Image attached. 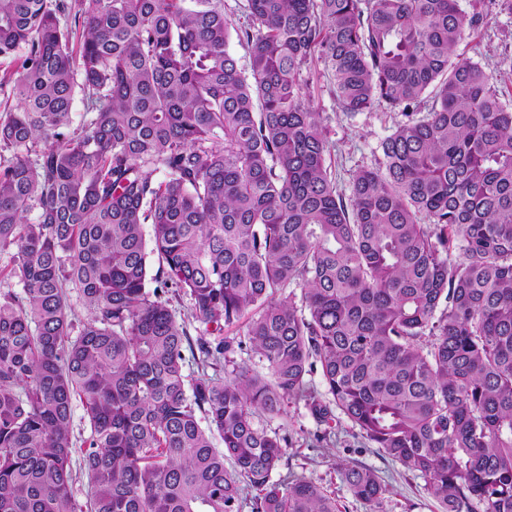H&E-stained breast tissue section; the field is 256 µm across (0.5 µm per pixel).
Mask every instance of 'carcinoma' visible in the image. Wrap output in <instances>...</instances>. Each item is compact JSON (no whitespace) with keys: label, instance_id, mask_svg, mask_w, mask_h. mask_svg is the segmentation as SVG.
Wrapping results in <instances>:
<instances>
[{"label":"carcinoma","instance_id":"cac0c4a2","mask_svg":"<svg viewBox=\"0 0 512 512\" xmlns=\"http://www.w3.org/2000/svg\"><path fill=\"white\" fill-rule=\"evenodd\" d=\"M246 10L238 26L224 0H0V272L22 288L0 292V512H240L247 490L251 512H337L318 484L273 480L288 436L254 418L290 399L319 446L343 415L445 512H512V109L457 53L485 0ZM315 60L340 111L404 116L347 197ZM290 285L307 312L275 298ZM170 291L190 296L194 342ZM244 317L267 373L224 378ZM343 479L379 508L373 469Z\"/></svg>","mask_w":512,"mask_h":512}]
</instances>
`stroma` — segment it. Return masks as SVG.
Returning <instances> with one entry per match:
<instances>
[{
  "label": "stroma",
  "mask_w": 512,
  "mask_h": 512,
  "mask_svg": "<svg viewBox=\"0 0 512 512\" xmlns=\"http://www.w3.org/2000/svg\"><path fill=\"white\" fill-rule=\"evenodd\" d=\"M458 50L485 65L503 95L512 94V17L490 15L487 25L466 37ZM314 71L313 108L319 112L327 131L336 185L346 192L355 172L374 166L381 141L395 130L402 116L384 105L369 112L346 115L336 106L322 65H315ZM255 423L290 439L278 477L304 478L324 487L335 496L339 512H442L420 475L384 456L346 419L337 420L335 445L328 451L315 447L317 425L302 401H288L284 414L279 417L257 415ZM355 463L374 469L386 484L388 492L379 509H372L355 498L343 482L342 468Z\"/></svg>",
  "instance_id": "stroma-1"
}]
</instances>
